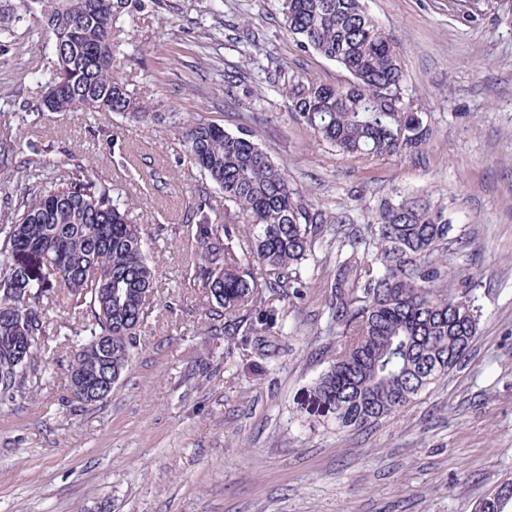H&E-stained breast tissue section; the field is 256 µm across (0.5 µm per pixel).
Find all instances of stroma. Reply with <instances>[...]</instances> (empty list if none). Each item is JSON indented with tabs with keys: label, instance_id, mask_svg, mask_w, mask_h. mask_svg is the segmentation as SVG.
Here are the masks:
<instances>
[{
	"label": "stroma",
	"instance_id": "obj_1",
	"mask_svg": "<svg viewBox=\"0 0 512 512\" xmlns=\"http://www.w3.org/2000/svg\"><path fill=\"white\" fill-rule=\"evenodd\" d=\"M397 43L405 97L431 129L422 155L357 158L318 141L290 112L284 80H349L303 50L278 0H150L113 29L112 68L163 119L128 127L110 112H26L54 56L27 23L0 45V139L31 181L85 164L131 199L156 271L158 305L129 370L103 404L67 402L78 318L63 289L45 379L0 400V512H476L512 479V24L502 0L463 18L464 0H367ZM237 78L227 86L225 75ZM255 130L315 207L365 229L397 193L445 201L456 239L448 265L472 275L479 332L445 380L362 433L337 432L311 389L330 359L328 285L338 242L324 225L287 305L277 358L212 335L190 278L196 203L223 208L172 132L167 113ZM156 179H149V170Z\"/></svg>",
	"mask_w": 512,
	"mask_h": 512
}]
</instances>
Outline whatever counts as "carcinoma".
<instances>
[{
    "label": "carcinoma",
    "mask_w": 512,
    "mask_h": 512,
    "mask_svg": "<svg viewBox=\"0 0 512 512\" xmlns=\"http://www.w3.org/2000/svg\"><path fill=\"white\" fill-rule=\"evenodd\" d=\"M282 24L308 51L351 75L324 84L302 74L283 90L290 111L337 151L368 157H407L430 139L422 113L406 102L404 71L394 40L369 14L366 0H280ZM144 0H18L0 14V32L28 21L47 36L56 57L46 92L28 112H117L135 124L154 115L131 97L112 71V29ZM190 159L224 191V221L197 205L192 229L211 315L224 335L247 351L285 336L276 303L300 299L309 287V260L322 213L292 188L286 170L260 147L256 132L235 133L202 117L174 119ZM454 224L448 207L428 198L382 200L366 231L341 241L330 283L331 359L313 385L336 431H361L408 408L467 357L481 311L464 291L451 295L446 248ZM84 321L87 338L67 378L92 376L112 363L128 370L141 328L152 314L155 272L131 204L77 164L43 184H20L19 198L0 224V394L39 383L41 343L53 329L44 304L54 286Z\"/></svg>",
    "instance_id": "1"
}]
</instances>
